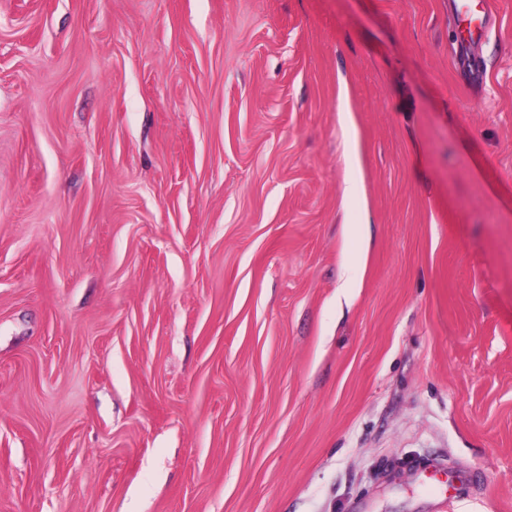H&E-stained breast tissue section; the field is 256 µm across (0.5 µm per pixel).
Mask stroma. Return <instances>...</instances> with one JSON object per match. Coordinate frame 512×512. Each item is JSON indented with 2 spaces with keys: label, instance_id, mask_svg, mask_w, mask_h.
<instances>
[{
  "label": "stroma",
  "instance_id": "35a3bbf8",
  "mask_svg": "<svg viewBox=\"0 0 512 512\" xmlns=\"http://www.w3.org/2000/svg\"><path fill=\"white\" fill-rule=\"evenodd\" d=\"M494 8L0 0V512H512ZM454 8L463 40L473 42L482 38L493 16L492 0H458Z\"/></svg>",
  "mask_w": 512,
  "mask_h": 512
}]
</instances>
